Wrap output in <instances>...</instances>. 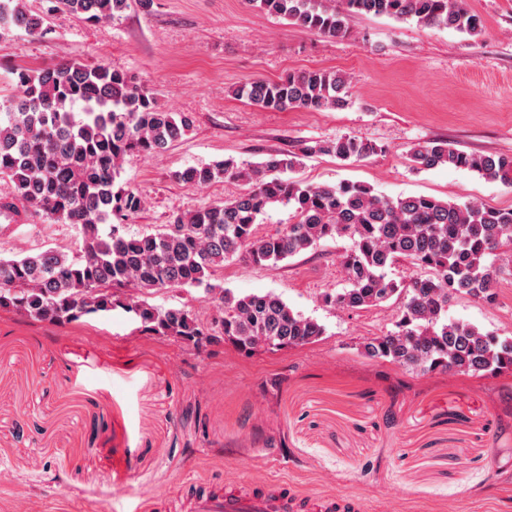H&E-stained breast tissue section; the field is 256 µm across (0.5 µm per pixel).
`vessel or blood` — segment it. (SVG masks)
<instances>
[{
	"label": "vessel or blood",
	"instance_id": "obj_1",
	"mask_svg": "<svg viewBox=\"0 0 512 512\" xmlns=\"http://www.w3.org/2000/svg\"><path fill=\"white\" fill-rule=\"evenodd\" d=\"M335 509L333 496L311 501L289 491L284 484H272L250 493L227 488L202 495L190 503V512H335Z\"/></svg>",
	"mask_w": 512,
	"mask_h": 512
}]
</instances>
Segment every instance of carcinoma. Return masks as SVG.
<instances>
[{
	"instance_id": "cac0c4a2",
	"label": "carcinoma",
	"mask_w": 512,
	"mask_h": 512,
	"mask_svg": "<svg viewBox=\"0 0 512 512\" xmlns=\"http://www.w3.org/2000/svg\"><path fill=\"white\" fill-rule=\"evenodd\" d=\"M54 9L91 22L115 20L129 0H53ZM295 27L331 38L350 34L353 15L414 19L424 26L468 35L483 29L466 0H248ZM21 27L50 33L44 17L30 13L27 0H0V30ZM17 93L0 115V176L15 184L36 213L81 229L83 246L70 255L49 248L35 255L0 257V310L64 325L109 312L115 290L129 288L128 305L160 336L196 350L224 340L246 354L314 343L325 329L293 311L274 293L239 296L210 279L229 258L253 267L314 250L328 238L347 237L340 256L348 287L324 295L328 305L349 311L403 298L394 328L363 339L362 355L407 370L470 376L512 374V336L483 332L445 317L448 297L464 293L491 302L501 267L486 258L512 245V209L486 207L430 196L381 197L361 182L317 185L287 173L309 154L361 162L379 147L355 135L317 142L296 153H270L242 168L231 159L190 166L173 178L196 188L222 179L249 188L222 204L173 213L154 232L130 235L119 220L140 212L144 201L116 187L125 159L166 151L192 126L184 114L161 108L140 79L106 65L66 62L38 71L16 68ZM235 96L261 110L339 109L351 101L350 81L337 71L308 70L270 82L249 79ZM87 112L77 115V105ZM417 170L465 169L512 186V154H478L446 140L418 142L409 151ZM292 209V222L271 235L257 232L258 217L276 204ZM400 261L430 272L397 280L388 269ZM203 287L224 312L219 331L184 308L163 309L145 295L167 288Z\"/></svg>"
}]
</instances>
